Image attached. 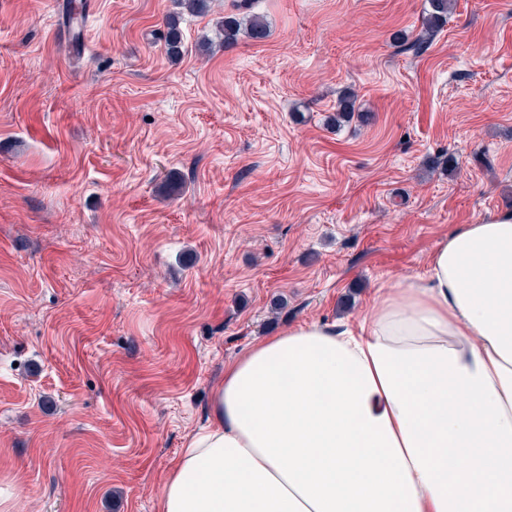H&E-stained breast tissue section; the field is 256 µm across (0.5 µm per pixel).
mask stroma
<instances>
[{
  "instance_id": "stroma-1",
  "label": "stroma",
  "mask_w": 512,
  "mask_h": 512,
  "mask_svg": "<svg viewBox=\"0 0 512 512\" xmlns=\"http://www.w3.org/2000/svg\"><path fill=\"white\" fill-rule=\"evenodd\" d=\"M89 2L0 0V512H159L225 363L512 213V0ZM231 7L236 13L224 15L216 24V39L224 45L235 43L240 35L248 34L253 39L266 37V26L261 16L251 12V0H232ZM430 10L423 18L420 41L425 43L427 39L439 32L448 22V10L451 0H429Z\"/></svg>"
}]
</instances>
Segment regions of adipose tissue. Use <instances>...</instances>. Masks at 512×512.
Instances as JSON below:
<instances>
[{
    "label": "adipose tissue",
    "mask_w": 512,
    "mask_h": 512,
    "mask_svg": "<svg viewBox=\"0 0 512 512\" xmlns=\"http://www.w3.org/2000/svg\"><path fill=\"white\" fill-rule=\"evenodd\" d=\"M160 512H512V213L228 363Z\"/></svg>",
    "instance_id": "obj_1"
}]
</instances>
